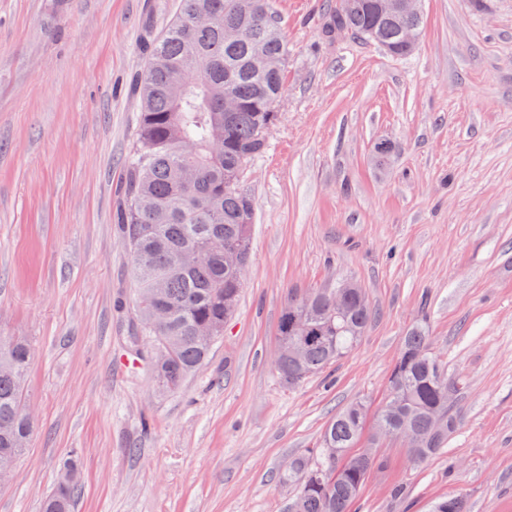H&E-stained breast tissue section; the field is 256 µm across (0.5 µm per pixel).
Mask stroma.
<instances>
[{
  "label": "stroma",
  "instance_id": "1",
  "mask_svg": "<svg viewBox=\"0 0 512 512\" xmlns=\"http://www.w3.org/2000/svg\"><path fill=\"white\" fill-rule=\"evenodd\" d=\"M336 0H274L288 42L279 122L239 188L255 202L239 306L209 360L157 388L131 342L115 224L136 138L142 41L178 0H0V336L33 349L27 445L0 512H41L65 462L74 512H282V476L349 403L375 416L425 322L463 421L438 455L400 442L351 512H512V0H423L412 55L326 41ZM390 142L384 162L374 147ZM349 278L374 310L300 385L274 369L289 291Z\"/></svg>",
  "mask_w": 512,
  "mask_h": 512
}]
</instances>
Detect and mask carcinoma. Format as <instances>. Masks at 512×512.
<instances>
[{
	"label": "carcinoma",
	"instance_id": "cac0c4a2",
	"mask_svg": "<svg viewBox=\"0 0 512 512\" xmlns=\"http://www.w3.org/2000/svg\"><path fill=\"white\" fill-rule=\"evenodd\" d=\"M375 0H336L323 36L351 34L394 56L408 36L419 37L422 15L377 14ZM147 59L134 89L139 126L119 189L118 230L129 247L136 282L134 340L145 336L164 356L160 388L173 390L196 371L224 335L244 279L224 257L250 260L255 206L238 183L246 165L267 147L278 122L288 61L272 0H180L170 24L143 41ZM267 65L255 66L257 53ZM238 104L224 111V98ZM366 289L343 280L332 288L291 291L278 323L279 345L301 352L276 365L293 387L348 355L372 321ZM32 350L22 338H0V451L21 454L32 430L23 382ZM457 387L432 352L425 323L403 338L389 377L388 397L366 430L364 405L336 414L310 457H298L284 480L297 484L284 512H350L381 455H365L387 436L407 437L414 462L435 456L459 426ZM77 471L64 468L44 512H71ZM433 512H469L451 496Z\"/></svg>",
	"mask_w": 512,
	"mask_h": 512
}]
</instances>
